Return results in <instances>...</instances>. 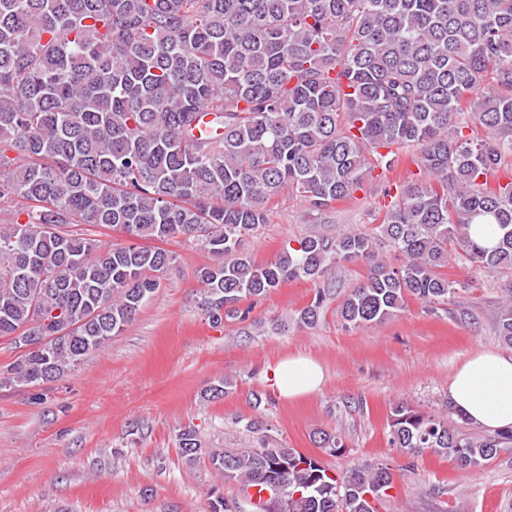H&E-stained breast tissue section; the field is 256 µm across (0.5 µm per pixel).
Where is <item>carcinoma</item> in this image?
Masks as SVG:
<instances>
[{
    "mask_svg": "<svg viewBox=\"0 0 512 512\" xmlns=\"http://www.w3.org/2000/svg\"><path fill=\"white\" fill-rule=\"evenodd\" d=\"M418 149L425 178L384 190L378 234L309 235L258 264L243 249L288 192L320 212L365 176ZM0 338L20 355L0 388L55 381L120 335L160 287L172 254L103 244L65 230L183 237L205 249L198 309L246 321L241 303L307 278L315 326L339 295L336 271L364 263L342 296L346 328L435 307L466 282L452 256L512 271V0H0ZM475 224L492 226L486 246ZM384 240L402 262L375 256ZM496 333L512 346V280ZM50 340L25 348L28 331ZM217 380L201 398L224 399ZM254 395L245 430L265 429ZM183 458L202 456L238 491L268 492L259 512H377L395 485L385 464L329 473L282 444L209 448L192 427ZM335 454L341 434L319 430ZM388 444L462 468L512 450V429L463 434L448 416L394 408Z\"/></svg>",
    "mask_w": 512,
    "mask_h": 512,
    "instance_id": "carcinoma-1",
    "label": "carcinoma"
}]
</instances>
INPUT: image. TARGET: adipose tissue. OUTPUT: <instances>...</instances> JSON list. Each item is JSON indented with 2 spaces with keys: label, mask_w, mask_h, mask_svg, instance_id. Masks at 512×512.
<instances>
[{
  "label": "adipose tissue",
  "mask_w": 512,
  "mask_h": 512,
  "mask_svg": "<svg viewBox=\"0 0 512 512\" xmlns=\"http://www.w3.org/2000/svg\"><path fill=\"white\" fill-rule=\"evenodd\" d=\"M267 381L281 398L295 400L322 386L320 364L291 356L272 365ZM448 406L461 420L489 431L512 427V351H480L462 361L448 383Z\"/></svg>",
  "instance_id": "obj_1"
}]
</instances>
